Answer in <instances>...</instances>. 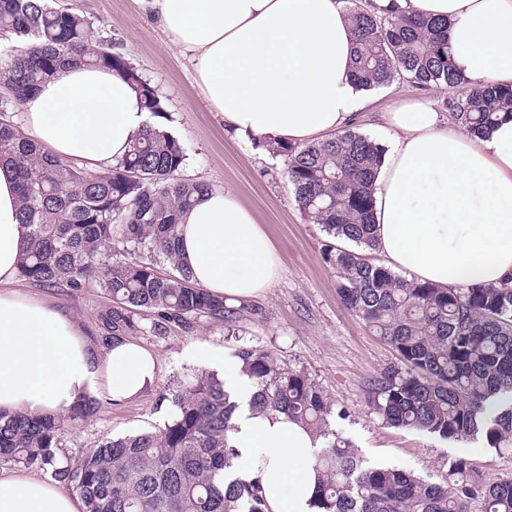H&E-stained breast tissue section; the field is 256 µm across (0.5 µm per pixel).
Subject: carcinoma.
<instances>
[{
    "mask_svg": "<svg viewBox=\"0 0 512 512\" xmlns=\"http://www.w3.org/2000/svg\"><path fill=\"white\" fill-rule=\"evenodd\" d=\"M355 35L354 79L364 90L407 79L457 89L448 25L409 17L372 0H342ZM0 30L23 43L0 54V161L12 167L19 221L28 245L19 274L43 287L93 283L112 302V337L157 333L204 318L231 327L251 312L227 305L193 281L178 252V219L212 187L181 179L183 144L169 130L158 90L120 53L90 46V23L49 0H0ZM69 61L107 68L138 92L152 122L105 171L76 168L25 137L13 108ZM446 108L465 132H487L512 113V88L470 86ZM284 158L298 210L346 246L328 244L323 261L338 278L342 304L397 353L369 380L367 402L382 425L443 440L484 439L512 455V287L504 283L435 288L372 262L374 183L384 149L348 127L327 139L291 144L255 139ZM168 271L161 272L158 264ZM256 386L251 408L282 413L321 439L316 454L321 512H512V479L491 481L466 456L444 483L365 464L332 428L334 412L307 369L267 349L236 351ZM161 426L109 439L71 462L60 455L68 429L99 411L95 399L63 415L0 410V467L37 466L82 499L85 512H267L260 485L232 475L229 433L238 404L224 381L200 371L164 395Z\"/></svg>",
    "mask_w": 512,
    "mask_h": 512,
    "instance_id": "1",
    "label": "carcinoma"
}]
</instances>
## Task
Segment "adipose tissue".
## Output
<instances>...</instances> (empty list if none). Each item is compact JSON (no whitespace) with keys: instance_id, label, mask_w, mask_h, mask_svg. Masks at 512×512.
<instances>
[{"instance_id":"adipose-tissue-1","label":"adipose tissue","mask_w":512,"mask_h":512,"mask_svg":"<svg viewBox=\"0 0 512 512\" xmlns=\"http://www.w3.org/2000/svg\"><path fill=\"white\" fill-rule=\"evenodd\" d=\"M192 55L208 104L244 135L307 143L331 137L375 104L351 77L353 32L342 0H140ZM409 15L448 23L451 59L470 84L512 86V0H397ZM31 137L51 155L103 167L147 121L140 99L105 68L70 63L24 103ZM377 119L392 129L376 176L383 265L438 288L512 281V114L474 136L412 102ZM180 247L195 283L225 302L260 297L279 258L251 211L210 191L184 212ZM26 246L16 186L0 168V409L62 414L86 399L134 400L158 381L157 355L120 338L97 349L78 323L15 289ZM196 359L223 370L239 408L229 437L235 470L257 480L268 512H318L320 441L286 415L258 414L237 361L206 345ZM79 496L22 469H0V512H83Z\"/></svg>"}]
</instances>
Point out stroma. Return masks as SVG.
Returning a JSON list of instances; mask_svg holds the SVG:
<instances>
[{
    "label": "stroma",
    "mask_w": 512,
    "mask_h": 512,
    "mask_svg": "<svg viewBox=\"0 0 512 512\" xmlns=\"http://www.w3.org/2000/svg\"><path fill=\"white\" fill-rule=\"evenodd\" d=\"M55 4L87 18L93 46L123 54L156 87L167 105L168 128L187 149L180 178L234 193L270 237L280 260L276 278L253 300L252 314L239 322L235 335L205 321L189 329L173 324L159 334H136V341L160 358L156 387L127 404L101 401L94 418L67 431L66 456L78 458L102 440L163 423L169 409L161 397L201 370L191 351L203 342L229 360L237 347L255 345L272 350L284 363L306 367L335 409L346 412L336 429L368 463L404 468L439 481L456 457L467 456L488 479L512 475V457L497 454L483 442L444 441L387 428L371 414L368 381L394 363L395 354L342 306L336 273L322 259L328 236L295 207L283 158L225 126L223 116L211 110L202 95L190 52L175 47L142 14L138 0ZM16 286L49 298L82 325L92 342L107 346L111 331L105 315L111 303L97 287L41 288L23 279Z\"/></svg>",
    "instance_id": "35a3bbf8"
}]
</instances>
